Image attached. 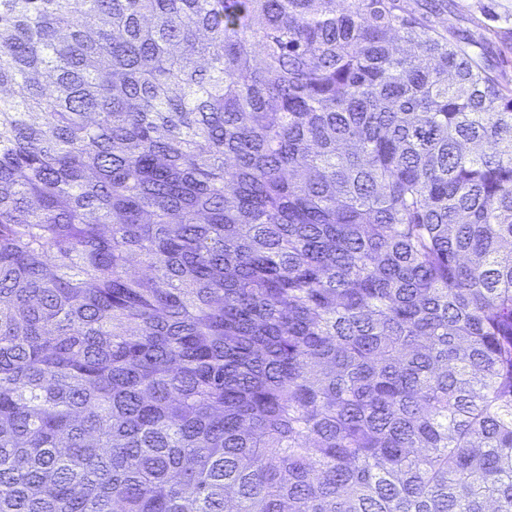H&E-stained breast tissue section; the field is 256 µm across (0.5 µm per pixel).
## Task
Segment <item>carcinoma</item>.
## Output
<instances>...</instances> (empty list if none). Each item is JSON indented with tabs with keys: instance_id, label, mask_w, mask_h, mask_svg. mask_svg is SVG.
<instances>
[{
	"instance_id": "1",
	"label": "carcinoma",
	"mask_w": 512,
	"mask_h": 512,
	"mask_svg": "<svg viewBox=\"0 0 512 512\" xmlns=\"http://www.w3.org/2000/svg\"><path fill=\"white\" fill-rule=\"evenodd\" d=\"M438 0H0V512H512V85Z\"/></svg>"
}]
</instances>
